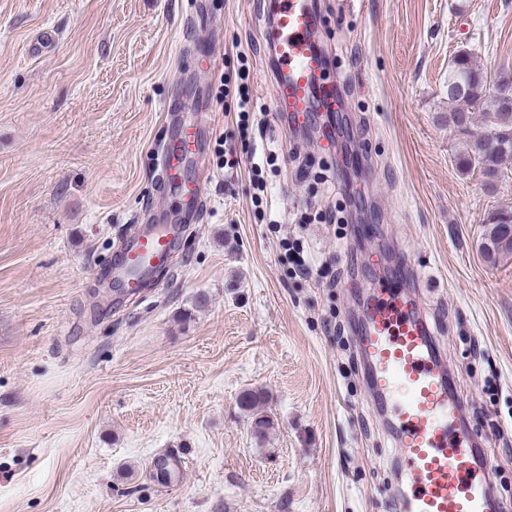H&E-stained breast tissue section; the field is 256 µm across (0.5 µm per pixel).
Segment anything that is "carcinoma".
Listing matches in <instances>:
<instances>
[{
    "label": "carcinoma",
    "instance_id": "obj_1",
    "mask_svg": "<svg viewBox=\"0 0 512 512\" xmlns=\"http://www.w3.org/2000/svg\"><path fill=\"white\" fill-rule=\"evenodd\" d=\"M448 105V123L458 132H469L477 112L488 128V132L477 137L469 148L458 153V165L463 172L479 169L486 175H493L499 162L512 160V139L494 141L490 137L494 130L512 131V80L505 78L495 92L487 91V81L475 68L470 53L461 52L448 71ZM485 227L483 248L487 259L495 262L502 255H512V208L493 213ZM182 463V457L173 451L159 454L151 460L149 478L168 486L181 478Z\"/></svg>",
    "mask_w": 512,
    "mask_h": 512
}]
</instances>
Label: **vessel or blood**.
<instances>
[{"label":"vessel or blood","instance_id":"b4317fda","mask_svg":"<svg viewBox=\"0 0 512 512\" xmlns=\"http://www.w3.org/2000/svg\"><path fill=\"white\" fill-rule=\"evenodd\" d=\"M274 17L264 43L274 52L272 95L293 127L312 123L316 113L338 108L339 85L328 74L325 56L313 44L315 0H270ZM210 123L208 112L179 124L161 148L163 189L176 201L202 204V185L175 171L176 162L199 151V134ZM182 231L180 212L161 210L158 221L134 226L116 265V285L134 287L168 261ZM375 291L353 338L364 357L367 383L387 418L397 464L409 482L394 503L396 512H491L489 477L478 457L477 434L462 422L463 405L430 325L407 293L419 281L415 264L401 258L387 273L378 259Z\"/></svg>","mask_w":512,"mask_h":512}]
</instances>
